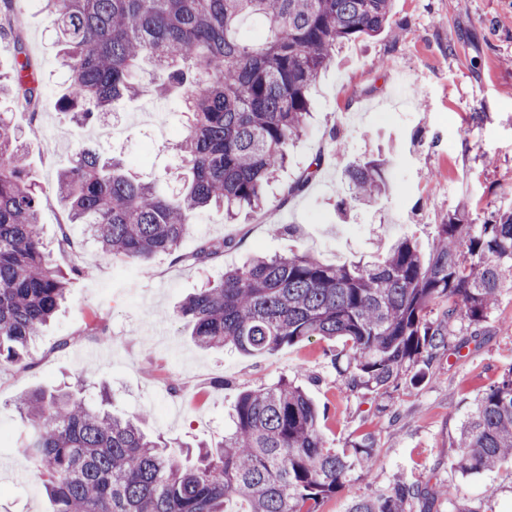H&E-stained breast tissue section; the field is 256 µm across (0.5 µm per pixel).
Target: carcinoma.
<instances>
[{
	"instance_id": "carcinoma-1",
	"label": "carcinoma",
	"mask_w": 512,
	"mask_h": 512,
	"mask_svg": "<svg viewBox=\"0 0 512 512\" xmlns=\"http://www.w3.org/2000/svg\"><path fill=\"white\" fill-rule=\"evenodd\" d=\"M58 60L67 73L56 111L102 123L118 101L141 93L143 61L161 96L179 94L189 114L174 144L184 171L171 195L128 177L120 163L80 149L60 173L57 195L68 223L83 224L105 261L147 264L178 252L190 217L212 208L228 219L264 208L266 189L307 129L308 92L336 48L380 34L393 0H44ZM0 33L14 35L21 0H3ZM248 19L262 26L242 35ZM0 92L35 112L44 91L29 58L15 59ZM24 134L0 112V361L25 364L28 347L55 317L73 280L90 271L56 265L39 233L43 191L29 175ZM340 208L371 204L386 191L373 160L347 167ZM233 247L202 243L188 257L208 262ZM512 288V209L482 224L465 207L434 225L423 258L408 237L379 260L329 265L308 254L256 256L224 280L185 298L177 315L203 348L271 354L320 337L348 348L350 391L383 395L404 377L419 383L448 349L459 318L478 325ZM446 302L437 317L430 305ZM28 433L23 456L44 478L53 512H317L347 474L363 464L372 437L355 454L330 447L319 412L298 386L281 380L239 395L224 441L189 464L181 450L142 432L135 418L92 408L78 391H34L19 400ZM453 469L490 473L512 462V367L476 399L461 425ZM435 502L434 487L398 480L349 512H410Z\"/></svg>"
}]
</instances>
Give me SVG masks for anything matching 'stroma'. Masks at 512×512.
<instances>
[{"label": "stroma", "mask_w": 512, "mask_h": 512, "mask_svg": "<svg viewBox=\"0 0 512 512\" xmlns=\"http://www.w3.org/2000/svg\"><path fill=\"white\" fill-rule=\"evenodd\" d=\"M393 29L337 49L310 90L306 133L289 149L288 164L267 189L263 210L233 222L216 212L196 215L180 244L185 258H155L146 267L102 260L83 227L67 224L56 194L59 174L75 147L88 145L125 162L142 182L179 186L173 143L187 123L178 101L158 98L149 66L136 104L112 115V134L76 127L52 106L36 116L15 109L33 177L44 189L42 233L62 269H93L71 285L66 301L34 345L31 365L0 364V512H52L40 479L15 446L23 429L16 404L36 390L81 384L89 405L107 403L126 416L146 414L144 430L173 445H218L231 427L239 394L280 380L300 386L320 413V429L343 451L372 436L362 467L320 505L348 512L359 499L380 494L399 479L446 490L436 512L464 504L473 512H512V467L464 477L451 462L457 429L477 395L512 367V292L503 291L480 325L456 322L450 348L429 365L419 384L402 379L386 395L355 394L340 368L342 341L312 338L257 356L234 348L196 345L174 310L228 267L257 255L308 253L330 264L381 257L397 237H413L429 254L433 227L466 205L473 223L512 208V0H394ZM41 7L24 9L19 34L49 95L64 72ZM322 166L301 192L285 191L313 157ZM388 158L389 190L376 204L340 211L346 168ZM67 224L74 249L57 246ZM233 240L234 248L204 264L188 254L202 241ZM67 348H57L60 337ZM339 367H332L329 353ZM92 369L79 381L83 369Z\"/></svg>", "instance_id": "35a3bbf8"}]
</instances>
